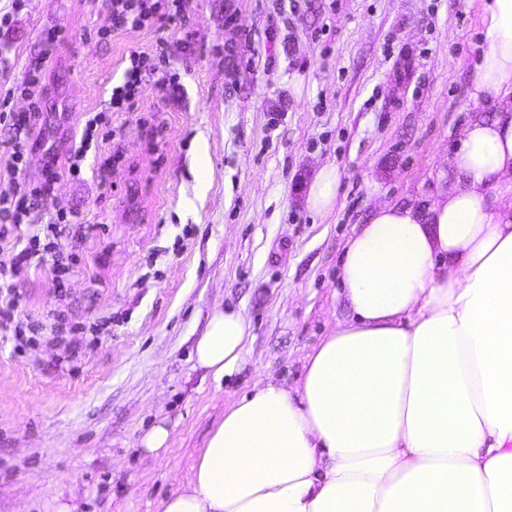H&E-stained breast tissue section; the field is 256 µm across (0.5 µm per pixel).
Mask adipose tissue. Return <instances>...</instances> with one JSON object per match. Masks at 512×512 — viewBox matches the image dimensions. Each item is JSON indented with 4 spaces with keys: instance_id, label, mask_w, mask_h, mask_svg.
<instances>
[{
    "instance_id": "adipose-tissue-1",
    "label": "adipose tissue",
    "mask_w": 512,
    "mask_h": 512,
    "mask_svg": "<svg viewBox=\"0 0 512 512\" xmlns=\"http://www.w3.org/2000/svg\"><path fill=\"white\" fill-rule=\"evenodd\" d=\"M483 49L448 187L384 204L347 240L348 313L294 386L224 413L162 512H512V0H483ZM251 323L214 308L197 365L223 379Z\"/></svg>"
}]
</instances>
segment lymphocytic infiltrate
<instances>
[{"mask_svg":"<svg viewBox=\"0 0 512 512\" xmlns=\"http://www.w3.org/2000/svg\"><path fill=\"white\" fill-rule=\"evenodd\" d=\"M187 7L188 0H109L112 27L116 30L144 29L163 21L180 20L184 18ZM44 69L43 59L32 61L16 86L21 96L29 102L26 111H6L5 100L0 99V124L14 131L13 137L0 146L4 147L8 155V168L15 175L24 169L28 147L42 130L40 100L45 91ZM149 73L156 75L158 85L169 95H177L179 84L175 75L159 71L152 55L142 52L131 57L122 84L112 89L113 111L128 112L133 109L143 77ZM109 121L108 114L104 112L88 117L82 128L80 143L70 150L66 161H59L53 154L47 155L40 185L19 182L11 195L0 197V236L7 235L9 229H16V241L21 245L18 252L8 255L0 252V329L12 330L18 353H25L28 346L34 345L35 339L27 335L26 324L16 317L20 306L17 281L31 262H45L49 265L56 287H64L74 273L76 258L60 246V227L81 222L77 212L60 208L51 223L34 224L30 221L32 211L39 201L53 193L61 178L80 177L88 151L98 143L100 127Z\"/></svg>","mask_w":512,"mask_h":512,"instance_id":"obj_1","label":"lymphocytic infiltrate"}]
</instances>
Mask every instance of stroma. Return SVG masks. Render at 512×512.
<instances>
[{
  "instance_id": "1",
  "label": "stroma",
  "mask_w": 512,
  "mask_h": 512,
  "mask_svg": "<svg viewBox=\"0 0 512 512\" xmlns=\"http://www.w3.org/2000/svg\"><path fill=\"white\" fill-rule=\"evenodd\" d=\"M12 5L0 0L15 14L0 31V92L45 58L46 124L20 175L0 154V196L39 183L44 148L66 151L87 113L108 111L133 52L167 39L164 66L183 91L145 76L82 178L62 179L38 216L63 207L86 228L79 243L61 236L79 262L66 293L45 264L17 282L23 313L43 327L62 319L67 345L42 338L21 356L0 332V512L70 500L80 512H161L225 409L264 376L294 383L346 315L338 269L354 228L382 203L431 204L462 128L492 115L468 98L481 0H191L186 22L118 32L107 0ZM186 31L188 52L176 46ZM326 165L340 182L322 216L306 197ZM223 304L243 310L252 338L217 381L193 349ZM95 322L88 348L80 327ZM161 419L168 450L147 453L140 440Z\"/></svg>"
}]
</instances>
